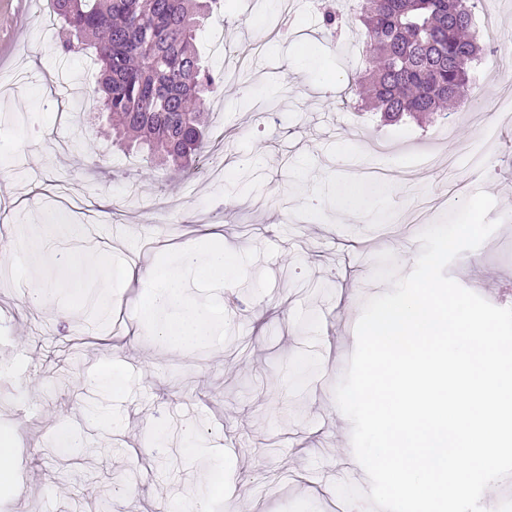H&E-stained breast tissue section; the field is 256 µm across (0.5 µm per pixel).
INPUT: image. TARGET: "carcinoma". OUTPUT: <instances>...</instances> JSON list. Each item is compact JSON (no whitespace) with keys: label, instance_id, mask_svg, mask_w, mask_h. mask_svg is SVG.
I'll list each match as a JSON object with an SVG mask.
<instances>
[{"label":"carcinoma","instance_id":"cac0c4a2","mask_svg":"<svg viewBox=\"0 0 512 512\" xmlns=\"http://www.w3.org/2000/svg\"><path fill=\"white\" fill-rule=\"evenodd\" d=\"M479 0H360L367 65L355 94L387 122L448 118L468 100L471 64L482 46L472 33ZM217 0H53L63 55L97 59L98 109L113 137L181 171L198 150L207 102L221 78L196 47L200 22ZM336 35L342 12H321Z\"/></svg>","mask_w":512,"mask_h":512}]
</instances>
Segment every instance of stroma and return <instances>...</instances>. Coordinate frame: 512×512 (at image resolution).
Masks as SVG:
<instances>
[{
    "label": "stroma",
    "instance_id": "stroma-1",
    "mask_svg": "<svg viewBox=\"0 0 512 512\" xmlns=\"http://www.w3.org/2000/svg\"><path fill=\"white\" fill-rule=\"evenodd\" d=\"M289 2L287 39L254 58L249 79L211 96L209 137L188 174L113 144L88 96L92 59L59 55L51 26L0 58V181L11 186L0 209V363L17 375L0 384V434L21 456L0 512H157L162 498L202 500L208 512H328L335 484L370 488L334 389L364 302L391 289L373 278L377 256L392 252L409 274L418 234L486 191L500 225L446 273L512 307V119L492 110L501 79L512 80V0L475 16L476 36L488 22L496 34L471 65L482 111L423 125L381 123L343 87L365 51L358 17L333 45L313 0ZM252 3L224 0L199 32L211 70L258 42ZM460 139L490 152L488 171L457 153ZM356 185L363 199L348 218L339 201ZM32 192L38 203L18 209ZM63 220L86 225L83 250L140 268L209 240L256 250L245 281L226 289L227 340L181 351L143 330L128 341L140 280L115 295L104 326L52 295L19 309L44 283H12L20 237ZM20 394L31 400L23 413ZM189 425L199 433L191 451L181 440ZM71 429L83 445L66 454Z\"/></svg>",
    "mask_w": 512,
    "mask_h": 512
}]
</instances>
